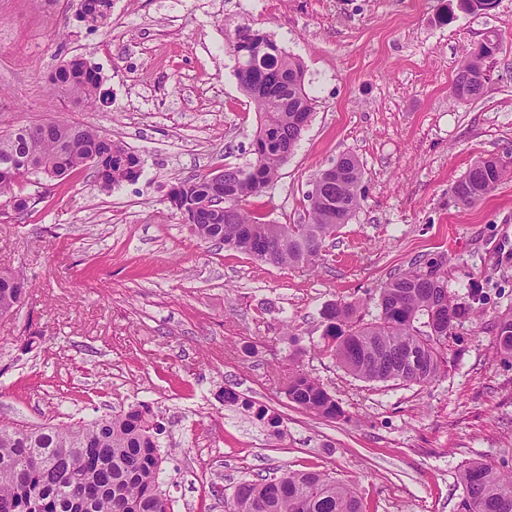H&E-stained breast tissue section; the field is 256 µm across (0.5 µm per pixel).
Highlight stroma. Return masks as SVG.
I'll return each mask as SVG.
<instances>
[{"label":"stroma","instance_id":"obj_1","mask_svg":"<svg viewBox=\"0 0 512 512\" xmlns=\"http://www.w3.org/2000/svg\"><path fill=\"white\" fill-rule=\"evenodd\" d=\"M78 3L0 0V133L50 116L87 125L134 152L141 174L106 190L87 168L48 196L24 184L20 218L0 200V268L34 285L20 314L0 318V420L149 403L177 512H224L211 483L230 494L285 468L354 486L362 512H457L463 465L512 469V359L484 329L512 310V0L476 12L451 0H112L96 28ZM244 23L301 61L313 103L252 206L303 223L318 173L344 154L362 167L360 209L306 268L201 242L167 198L182 179L251 159L256 114L226 50ZM492 31L502 40L483 93L455 98L461 61ZM73 57L100 72L95 105L50 93ZM488 157L506 163L500 183L463 205L456 182ZM420 259L440 261L470 311L448 338L447 372L423 386L349 374L322 350L326 307L374 296ZM295 364L341 417L288 400ZM258 408L280 417L279 433Z\"/></svg>","mask_w":512,"mask_h":512}]
</instances>
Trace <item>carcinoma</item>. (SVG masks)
<instances>
[{"label": "carcinoma", "mask_w": 512, "mask_h": 512, "mask_svg": "<svg viewBox=\"0 0 512 512\" xmlns=\"http://www.w3.org/2000/svg\"><path fill=\"white\" fill-rule=\"evenodd\" d=\"M112 0H81L79 19L105 22ZM228 47L235 75L259 116L251 144L252 161L224 165L172 186L168 199L185 209L192 233L264 263L305 267L320 258L325 242L336 236L360 206L362 170L342 155L308 190L307 221L274 224L246 208L279 176L312 112L301 63L268 35L249 25L235 30ZM488 80L485 59L467 56L453 86L468 100ZM53 92L75 105L97 99L101 77L82 58L63 63L50 78ZM89 167L102 187L136 180L140 158L98 130L52 119L0 134V198L17 201L16 214L30 209L22 182L63 178ZM454 187L465 205L494 191L502 177L499 159H480ZM433 260L416 261L380 289L378 315L367 320L358 308L336 302L325 310L324 350L349 373L371 381L424 385L448 367V336L462 311L448 295ZM31 284L19 273L0 270V316L20 313ZM497 352L512 358V314L492 326ZM288 399L318 416L334 419L342 411L336 399L301 369L288 374ZM162 423L147 404L90 421L42 426L0 421V512H170L160 490L163 458L158 453ZM465 496L459 512H512V472L488 461L465 466L459 474ZM224 512H362L353 488L314 471L285 469L279 475L244 480L233 497L211 484Z\"/></svg>", "instance_id": "carcinoma-1"}]
</instances>
